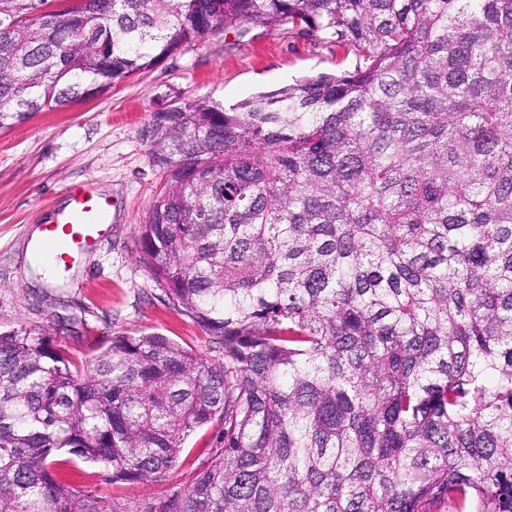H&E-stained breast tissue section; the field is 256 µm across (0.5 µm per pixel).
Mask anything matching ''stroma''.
<instances>
[{"label":"stroma","instance_id":"obj_1","mask_svg":"<svg viewBox=\"0 0 512 512\" xmlns=\"http://www.w3.org/2000/svg\"><path fill=\"white\" fill-rule=\"evenodd\" d=\"M354 63L297 34L259 28L243 46L208 35L103 92L0 131V331L46 330L54 345L78 358L112 337L156 332L221 361L210 336L169 304L141 257L143 225L161 183L142 131L171 89L229 106ZM73 186L112 200L109 231L68 275L48 284L27 241L63 208ZM216 435L207 425L190 436L156 482L115 484L103 465L78 458L62 476L77 489L134 507L186 490Z\"/></svg>","mask_w":512,"mask_h":512}]
</instances>
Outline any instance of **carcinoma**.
Masks as SVG:
<instances>
[{"instance_id": "carcinoma-1", "label": "carcinoma", "mask_w": 512, "mask_h": 512, "mask_svg": "<svg viewBox=\"0 0 512 512\" xmlns=\"http://www.w3.org/2000/svg\"><path fill=\"white\" fill-rule=\"evenodd\" d=\"M0 0V130L212 34L355 58L224 108L168 94L141 234L224 353L114 336L82 359L0 333V512H512V0ZM187 490L128 510L70 453ZM216 426L206 425L190 436L183 445L177 463L158 482L141 484H112L108 471L102 464L84 462L76 456L61 476L79 490H91L112 501L130 508L139 503L159 499L176 491H184L190 485L194 473L207 460L209 448L216 446Z\"/></svg>"}]
</instances>
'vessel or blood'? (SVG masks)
Here are the masks:
<instances>
[{
    "instance_id": "1",
    "label": "vessel or blood",
    "mask_w": 512,
    "mask_h": 512,
    "mask_svg": "<svg viewBox=\"0 0 512 512\" xmlns=\"http://www.w3.org/2000/svg\"><path fill=\"white\" fill-rule=\"evenodd\" d=\"M112 204L107 197L82 187L70 188L67 205L54 223L41 225L36 256H48L55 274L68 273L77 258L94 250L107 230Z\"/></svg>"
}]
</instances>
